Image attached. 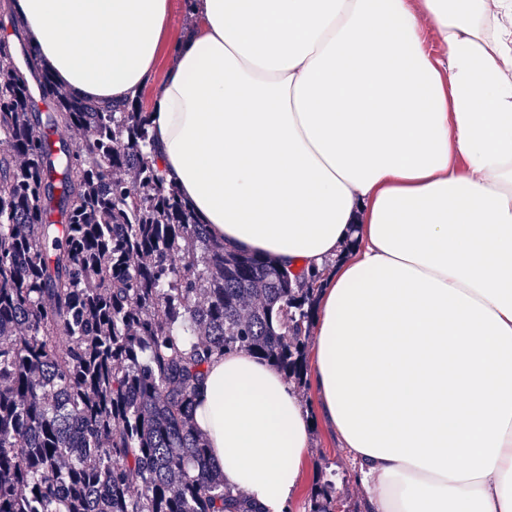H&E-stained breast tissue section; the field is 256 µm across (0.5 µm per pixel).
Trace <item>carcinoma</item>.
<instances>
[{
    "mask_svg": "<svg viewBox=\"0 0 512 512\" xmlns=\"http://www.w3.org/2000/svg\"><path fill=\"white\" fill-rule=\"evenodd\" d=\"M12 27L25 62L0 40V512H247L194 427L195 392L234 350L302 381L320 273L212 240L149 159L138 99L61 92ZM335 507L328 482L309 512Z\"/></svg>",
    "mask_w": 512,
    "mask_h": 512,
    "instance_id": "obj_1",
    "label": "carcinoma"
}]
</instances>
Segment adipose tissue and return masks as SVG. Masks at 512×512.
Listing matches in <instances>:
<instances>
[{
  "mask_svg": "<svg viewBox=\"0 0 512 512\" xmlns=\"http://www.w3.org/2000/svg\"><path fill=\"white\" fill-rule=\"evenodd\" d=\"M57 85L107 105L176 49L150 113L231 251L317 296L311 380L363 512H512V0H15ZM194 421L254 512H289L312 420L284 374L214 356Z\"/></svg>",
  "mask_w": 512,
  "mask_h": 512,
  "instance_id": "adipose-tissue-1",
  "label": "adipose tissue"
}]
</instances>
